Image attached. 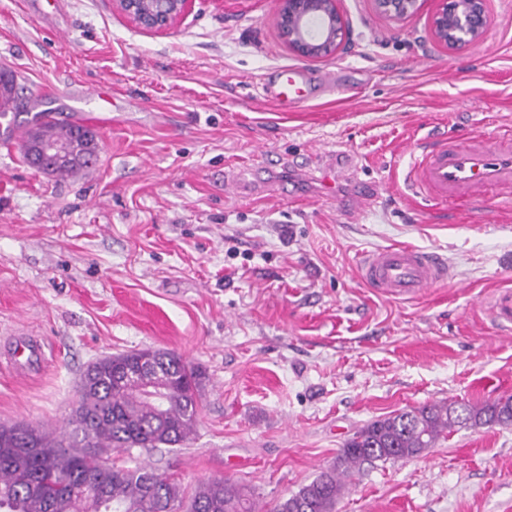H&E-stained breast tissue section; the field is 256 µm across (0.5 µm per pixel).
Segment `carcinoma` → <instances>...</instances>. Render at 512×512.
<instances>
[{
    "label": "carcinoma",
    "mask_w": 512,
    "mask_h": 512,
    "mask_svg": "<svg viewBox=\"0 0 512 512\" xmlns=\"http://www.w3.org/2000/svg\"><path fill=\"white\" fill-rule=\"evenodd\" d=\"M15 76L0 73V92L16 114ZM42 133L21 131L23 152L71 136L77 126L49 120ZM151 368L124 380V369ZM200 373L173 352L138 350L106 356L88 367L80 399L56 436L28 424H0V512H264L246 486L230 480L199 483L191 495L147 463L117 467L112 456L147 455L181 446L196 431ZM511 426L512 397L481 404L456 402L403 409L359 428L340 449L336 466L269 512H336L347 483L377 461L418 457L466 426Z\"/></svg>",
    "instance_id": "carcinoma-1"
}]
</instances>
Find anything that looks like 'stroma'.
Returning <instances> with one entry per match:
<instances>
[{"instance_id": "stroma-1", "label": "stroma", "mask_w": 512, "mask_h": 512, "mask_svg": "<svg viewBox=\"0 0 512 512\" xmlns=\"http://www.w3.org/2000/svg\"><path fill=\"white\" fill-rule=\"evenodd\" d=\"M0 0V70L99 136L78 178L36 172L0 118V423L63 431L100 357L176 353L201 373L196 432L149 463L193 491L230 479L272 505L359 427L439 402L512 396V205L455 210L403 178L417 139L512 125V0L485 40L429 37L341 0L350 44L303 59L274 0H192L140 30L112 0ZM339 84L293 111L262 92L287 65ZM435 251L453 277L412 296L362 278L366 252ZM336 512H512V426L462 427L381 462ZM489 314L495 325L504 330H512V289L497 291L489 301Z\"/></svg>"}]
</instances>
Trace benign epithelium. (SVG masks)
Instances as JSON below:
<instances>
[{
    "label": "benign epithelium",
    "instance_id": "1",
    "mask_svg": "<svg viewBox=\"0 0 512 512\" xmlns=\"http://www.w3.org/2000/svg\"><path fill=\"white\" fill-rule=\"evenodd\" d=\"M191 0H112V5L139 29L160 33L175 24ZM280 36L295 55L319 59L338 52L349 41V20L339 0H274ZM424 0H372L382 16L401 22L415 15ZM493 22L491 0H439L430 19V36L439 47L453 51L484 41ZM80 160L66 139L38 145L29 156L38 172Z\"/></svg>",
    "mask_w": 512,
    "mask_h": 512
}]
</instances>
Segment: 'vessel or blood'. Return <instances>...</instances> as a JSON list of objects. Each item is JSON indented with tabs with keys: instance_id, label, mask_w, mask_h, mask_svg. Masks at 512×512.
Segmentation results:
<instances>
[{
	"instance_id": "1",
	"label": "vessel or blood",
	"mask_w": 512,
	"mask_h": 512,
	"mask_svg": "<svg viewBox=\"0 0 512 512\" xmlns=\"http://www.w3.org/2000/svg\"><path fill=\"white\" fill-rule=\"evenodd\" d=\"M326 78H314L299 66L278 69L264 95L284 110L327 87ZM405 184L411 193L445 205L484 204L488 197L512 199V126L489 136L458 140L440 136L420 141L407 169ZM366 284L397 296L448 281L451 272L439 253L412 247L374 251L361 263ZM489 314L498 328L512 330V289L497 291L489 301Z\"/></svg>"
}]
</instances>
